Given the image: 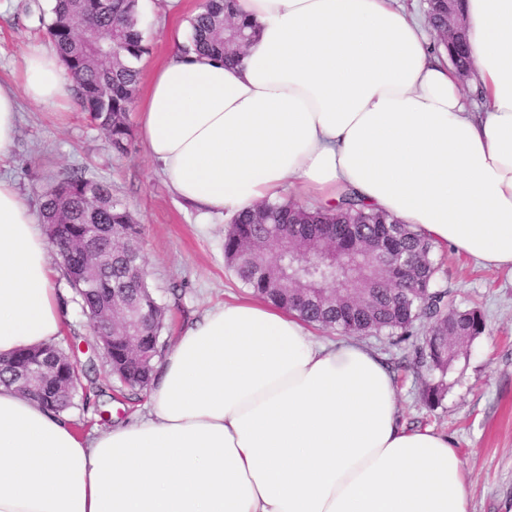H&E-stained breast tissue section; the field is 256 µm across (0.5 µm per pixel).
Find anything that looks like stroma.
Listing matches in <instances>:
<instances>
[{
  "label": "stroma",
  "mask_w": 512,
  "mask_h": 512,
  "mask_svg": "<svg viewBox=\"0 0 512 512\" xmlns=\"http://www.w3.org/2000/svg\"><path fill=\"white\" fill-rule=\"evenodd\" d=\"M199 0H139L141 26L150 52L138 67L141 85L152 70L179 48L178 31L187 30ZM51 0H0V80L18 81L31 45L47 43L40 21ZM24 201L38 207L43 188L79 171L112 187V199L136 216L149 283L168 309L161 333L170 345L184 327L207 309L246 298L248 292L224 261L227 224L203 226L184 209L150 161L140 139L126 155H115L76 99L59 109L21 103L19 132L4 169ZM440 284L459 309H477L484 332L464 346L448 368V387L439 403H427L422 390L432 379L416 351L427 334L416 322L408 340L366 336L362 342L388 366L399 397L400 419L411 428L429 427L450 438L465 470L470 512H512V270L490 267L452 247L435 251ZM55 286L63 302L61 346L78 342L91 359L93 375L105 391L98 406L76 394L68 414L83 435L98 434L148 411L144 392H131L111 376L96 350L88 319L73 300L62 274Z\"/></svg>",
  "instance_id": "stroma-1"
}]
</instances>
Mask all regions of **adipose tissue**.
<instances>
[{"instance_id":"1","label":"adipose tissue","mask_w":512,"mask_h":512,"mask_svg":"<svg viewBox=\"0 0 512 512\" xmlns=\"http://www.w3.org/2000/svg\"><path fill=\"white\" fill-rule=\"evenodd\" d=\"M240 64L178 53L137 108L140 138L200 223L286 191H355L432 243L512 268V0H465L468 78L399 0H236ZM54 47L0 83V160L21 100L62 107ZM39 217L0 177V358L62 334ZM147 416L96 435L0 384V512H469L448 437L400 421L381 359L251 299L173 341Z\"/></svg>"}]
</instances>
